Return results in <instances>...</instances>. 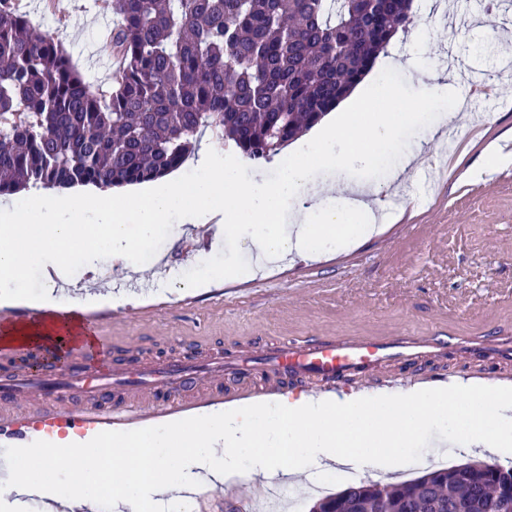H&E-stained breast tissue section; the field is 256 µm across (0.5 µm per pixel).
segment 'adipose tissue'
Wrapping results in <instances>:
<instances>
[{
	"instance_id": "1",
	"label": "adipose tissue",
	"mask_w": 512,
	"mask_h": 512,
	"mask_svg": "<svg viewBox=\"0 0 512 512\" xmlns=\"http://www.w3.org/2000/svg\"><path fill=\"white\" fill-rule=\"evenodd\" d=\"M409 65L394 57L378 62L333 120L298 140L275 180L247 181L217 146L191 174H169L136 192L97 189L0 203V301L25 300L32 269L47 280L33 302L37 316L4 327L0 337L58 351L72 339L64 316L71 266L135 270L137 252L173 217L218 221L230 241L246 234L260 271L291 256L318 259L379 233L380 187L358 182L338 190L311 183L309 173L315 165H369L401 124L417 119L406 98L436 107L429 140L458 121L444 77L422 62L410 65L417 73L412 88L388 80L391 70ZM432 427L463 447L510 455L512 392L461 386L414 390L401 400L302 395L116 434L97 448H8L0 451V512H22L35 498L63 506L77 495L111 499L114 512H144L148 504L177 512L193 487L217 488L245 470L288 482L313 466L384 469Z\"/></svg>"
}]
</instances>
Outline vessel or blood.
Listing matches in <instances>:
<instances>
[{
	"instance_id": "vessel-or-blood-1",
	"label": "vessel or blood",
	"mask_w": 512,
	"mask_h": 512,
	"mask_svg": "<svg viewBox=\"0 0 512 512\" xmlns=\"http://www.w3.org/2000/svg\"><path fill=\"white\" fill-rule=\"evenodd\" d=\"M108 319L101 310L76 311L75 337L57 373H0L1 448H94L117 432L147 431L292 387L332 393L376 384L400 391L412 378L383 374L390 358L417 360L450 346L512 357V346L498 336H318L247 354L220 346L194 357L173 352L130 368L99 357L110 345L103 334Z\"/></svg>"
}]
</instances>
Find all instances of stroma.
<instances>
[{"label":"stroma","instance_id":"1","mask_svg":"<svg viewBox=\"0 0 512 512\" xmlns=\"http://www.w3.org/2000/svg\"><path fill=\"white\" fill-rule=\"evenodd\" d=\"M21 2L44 31L63 38L87 80L105 78V69L88 59L92 52L105 61L111 54L101 37L102 15L90 0H65L63 18L46 0ZM429 2L413 0L420 25L398 36L389 55H418L434 65L450 61L500 84V59L512 56V0H498L491 12L483 0H442L439 12ZM473 109L488 120L473 122L460 138L452 166L435 170L430 182L412 176L404 182L410 201L399 208L398 221L407 232L365 239L353 249L355 264H346L341 252L298 259L256 280L244 274L217 289L187 290L170 283L175 271L230 263L245 270L252 263L249 241L229 244L212 233L202 238L175 218L159 225L142 273L128 279L113 271L106 286L124 299L107 327L118 357L159 358L194 342L259 347L291 336H512V160L481 169L488 145L512 136V93L477 100ZM420 115L383 150L389 164L423 145L435 111L424 107ZM297 269L308 270L309 279L289 281ZM149 303L158 311L141 315ZM460 461L453 445L439 448L429 439L397 458L390 476L405 481Z\"/></svg>","mask_w":512,"mask_h":512}]
</instances>
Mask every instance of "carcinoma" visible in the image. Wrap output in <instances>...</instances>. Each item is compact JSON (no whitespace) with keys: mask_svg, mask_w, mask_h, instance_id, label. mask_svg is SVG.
<instances>
[{"mask_svg":"<svg viewBox=\"0 0 512 512\" xmlns=\"http://www.w3.org/2000/svg\"><path fill=\"white\" fill-rule=\"evenodd\" d=\"M412 0H109L116 83L98 92L16 0H0V196L120 188L179 168L205 131L260 163L348 96L417 25ZM308 512H512V464L362 481Z\"/></svg>","mask_w":512,"mask_h":512,"instance_id":"cac0c4a2","label":"carcinoma"}]
</instances>
